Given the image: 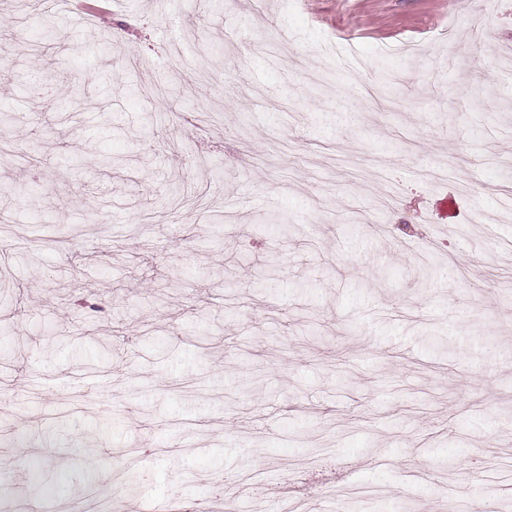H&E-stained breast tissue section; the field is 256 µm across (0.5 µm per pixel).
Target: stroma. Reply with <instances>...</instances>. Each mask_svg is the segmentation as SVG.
Returning a JSON list of instances; mask_svg holds the SVG:
<instances>
[{"mask_svg":"<svg viewBox=\"0 0 512 512\" xmlns=\"http://www.w3.org/2000/svg\"><path fill=\"white\" fill-rule=\"evenodd\" d=\"M18 2L0 505H512V0Z\"/></svg>","mask_w":512,"mask_h":512,"instance_id":"35a3bbf8","label":"stroma"}]
</instances>
